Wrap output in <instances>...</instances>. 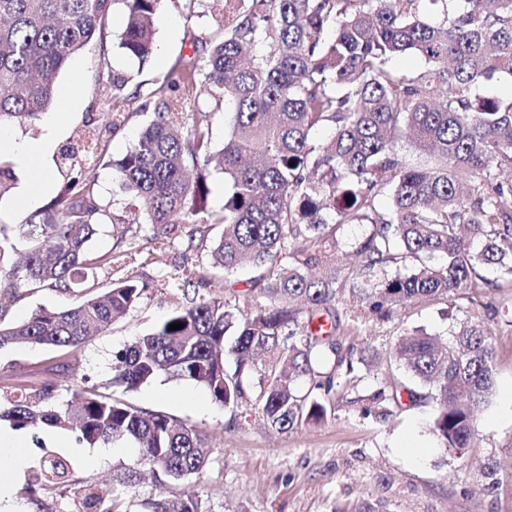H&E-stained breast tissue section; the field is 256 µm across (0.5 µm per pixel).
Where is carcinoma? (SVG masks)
Listing matches in <instances>:
<instances>
[{
    "label": "carcinoma",
    "mask_w": 512,
    "mask_h": 512,
    "mask_svg": "<svg viewBox=\"0 0 512 512\" xmlns=\"http://www.w3.org/2000/svg\"><path fill=\"white\" fill-rule=\"evenodd\" d=\"M116 0H0V125L33 120L55 103L59 73L103 36ZM126 25L118 48L139 63L155 50L162 0H122ZM222 9L217 34L193 41L192 55L153 79L147 90L112 73L105 95L108 123L94 139L104 155L109 134L132 117L151 119L133 149L114 163L140 213L112 224L103 256L111 288L64 308H40L22 320L0 309V351L81 347L138 304L149 287L193 295L149 333L117 351L112 384L136 391L165 374L192 383L230 410L249 403L278 432L320 422L336 409L335 380L370 348L343 350L336 339L339 295L351 290L354 317L392 314L412 302L451 303L489 289L512 288V96L480 93L494 77L512 82V0H206ZM257 46L264 52L244 61ZM413 53L415 73L390 65ZM209 96L224 104L229 130L216 148ZM329 130L317 144L314 131ZM409 142L430 157L413 166L394 146ZM224 173V205L207 206L204 171ZM0 155V198L15 185ZM391 205L382 208L379 196ZM95 175L70 165L60 192L22 224L0 225V295L41 288H83L95 274L90 242L104 226ZM146 223L141 240L133 226ZM223 232L208 238V226ZM350 225L364 228L353 240ZM26 243L13 260L14 240ZM176 247L180 262L151 286L125 273L143 251ZM358 258L338 263L344 248ZM207 258L228 276L249 266L257 275L240 298L209 294L214 276L184 278ZM410 266L405 273L400 269ZM487 267L495 280L481 274ZM257 291L268 301L255 311ZM177 322L181 328L168 329ZM389 361L418 382L396 381L353 403L386 420L407 397L433 406L431 430L444 448L474 446L477 411L494 385L495 346L484 321L468 319L446 339L424 329L398 336ZM54 385L21 389L0 405L15 430H68L88 448H136L119 486L151 472L148 512H210L197 494L164 489L199 475L209 463L203 434L169 415L134 406L95 387L73 390L63 405ZM31 484L46 493L74 486L72 463L51 451L35 462ZM91 512H119L113 495L86 497Z\"/></svg>",
    "instance_id": "1"
}]
</instances>
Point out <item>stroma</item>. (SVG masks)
<instances>
[{
	"instance_id": "obj_1",
	"label": "stroma",
	"mask_w": 512,
	"mask_h": 512,
	"mask_svg": "<svg viewBox=\"0 0 512 512\" xmlns=\"http://www.w3.org/2000/svg\"><path fill=\"white\" fill-rule=\"evenodd\" d=\"M126 9L119 0L109 15L105 36L90 49L75 55L57 77L58 90H70L67 117L56 134L49 158L51 192L66 180V148L80 145L85 131L104 122L95 105L113 72H132L137 82L168 72L190 53L193 38L215 31L218 24L208 12L188 17L180 0H163L156 22L155 51L146 63L123 55L117 48L125 24ZM112 61L111 68L98 64L99 57ZM145 122L132 118L114 133L107 154L94 168L101 200L114 219H123L140 209V201L123 192L112 163L130 150ZM178 251L146 250L129 265L128 272L151 288L139 304L115 322L110 330L80 349L58 357L47 347H21L0 352V372L15 376L29 387L55 385L57 403L70 399L80 377H88L100 391L110 392L112 358L134 336L156 326L182 301L178 291L154 287L159 276L178 264ZM87 293L45 288L28 292L8 304V317L19 320L41 307H67L85 300ZM485 306L459 299L455 308L445 301L412 302L398 308L392 317L377 316L358 321L348 297H340L336 311L342 330L337 337L343 347L373 346L388 349L404 329L420 326L449 337L451 330L468 318H485L487 309L496 315L491 323L496 358L492 395L476 416V446L459 454L446 450L433 435L430 405H405L382 422L362 417L353 397L370 393L399 373L387 365L362 366L353 388L336 401L335 414L325 422L279 434L264 424L250 406L230 411L215 404L198 386L159 376L134 392L124 393L133 405L165 412L194 426L206 436L210 460L202 475L171 487L176 496L198 494L211 512H512V288H500L485 298ZM26 465L10 475L12 503L28 512H86L84 498L63 488L33 500L22 494L29 468L42 450L72 456L75 476L92 488L115 492L125 512H144L142 501L150 484L138 490L114 488L120 467L132 464L131 448H84L73 434L57 431L45 438V448H36L30 433H21ZM498 467L497 484H489L483 467Z\"/></svg>"
}]
</instances>
